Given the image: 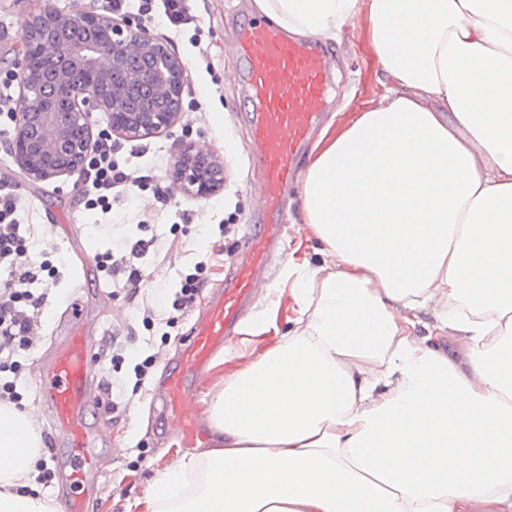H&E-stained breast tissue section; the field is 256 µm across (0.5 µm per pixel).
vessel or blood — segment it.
Listing matches in <instances>:
<instances>
[{
  "label": "vessel or blood",
  "instance_id": "1",
  "mask_svg": "<svg viewBox=\"0 0 512 512\" xmlns=\"http://www.w3.org/2000/svg\"><path fill=\"white\" fill-rule=\"evenodd\" d=\"M233 45L244 64L239 79L249 111V147L259 171L262 207L241 257L229 265L223 286L211 290L187 331L175 370L155 390L165 420L176 422L181 440L190 444L205 440L208 433L189 408L187 391L233 343L240 320L255 300V284L268 272L280 246L297 161L324 115L332 84L329 52L317 39H293L251 18L234 29ZM96 343L82 303L74 302L37 368L50 443L70 451L59 472V496L66 512H85L84 495L93 492L101 472L99 445L105 428L92 419L90 401L91 389L99 384Z\"/></svg>",
  "mask_w": 512,
  "mask_h": 512
}]
</instances>
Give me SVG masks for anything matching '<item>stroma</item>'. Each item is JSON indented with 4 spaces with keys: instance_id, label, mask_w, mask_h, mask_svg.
I'll list each match as a JSON object with an SVG mask.
<instances>
[{
    "instance_id": "obj_1",
    "label": "stroma",
    "mask_w": 512,
    "mask_h": 512,
    "mask_svg": "<svg viewBox=\"0 0 512 512\" xmlns=\"http://www.w3.org/2000/svg\"><path fill=\"white\" fill-rule=\"evenodd\" d=\"M44 0H0V92L18 97L13 73L21 55V36L29 15ZM193 16L190 24L172 31L164 20L150 34L166 42L184 61L187 77L181 115L165 132L122 140L118 163L143 177L141 186L114 197L109 212L91 207L89 173L76 170L56 180L31 183L0 146V180L11 184L22 206L18 219L30 229L31 253L48 262L54 274L44 276L39 292L45 303L33 324L32 346L19 356L16 376L26 412L38 398L35 367L50 345L62 313L74 300L87 306L100 325V337L113 331L131 336L121 368L109 359L97 361L100 380L119 378L122 386L103 396L98 408L109 428V450L103 475L86 512H145L142 500L150 482L173 464L182 447L166 442V425L153 408V389L174 368L180 340L197 316L196 306L176 309L182 281L196 273L203 280L198 299L206 301L223 283L228 264L240 257L258 199L251 191L257 172L248 147L242 97L235 80L239 60L227 47L235 24L254 17V0H184ZM366 17L358 15L328 41L334 59L333 85L327 107L329 122L340 128L360 111L376 106L390 80L367 40ZM191 142L211 153L224 167V186L206 196L187 195L167 177L182 143ZM288 233L270 283L279 305L262 299L241 329L233 349L218 359L199 382L201 415H208L213 395L227 378L274 345L295 316L291 284L284 278L288 263H318L316 241L302 221V197L294 195L285 218ZM159 236L171 244L165 263L147 256L139 260L145 286L136 298L114 292L100 265L113 243ZM155 316L144 322L142 306ZM149 361L144 382L134 367Z\"/></svg>"
}]
</instances>
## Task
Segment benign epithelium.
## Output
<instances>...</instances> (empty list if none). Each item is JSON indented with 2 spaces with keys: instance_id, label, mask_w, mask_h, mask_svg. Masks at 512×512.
Instances as JSON below:
<instances>
[{
  "instance_id": "7a95c632",
  "label": "benign epithelium",
  "mask_w": 512,
  "mask_h": 512,
  "mask_svg": "<svg viewBox=\"0 0 512 512\" xmlns=\"http://www.w3.org/2000/svg\"><path fill=\"white\" fill-rule=\"evenodd\" d=\"M23 41L55 63L50 88L31 70L28 54L18 63L16 134L9 151L30 180H53L86 165L88 120L95 111L105 113L112 133L136 138L166 131L182 110L185 63L127 19L79 3L67 12L44 7L29 16ZM205 168L218 166L188 143L171 178L185 192L207 195L222 177L209 180Z\"/></svg>"
}]
</instances>
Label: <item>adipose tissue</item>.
<instances>
[{"instance_id": "1", "label": "adipose tissue", "mask_w": 512, "mask_h": 512, "mask_svg": "<svg viewBox=\"0 0 512 512\" xmlns=\"http://www.w3.org/2000/svg\"><path fill=\"white\" fill-rule=\"evenodd\" d=\"M255 4L325 39L365 14L393 85L316 144L323 263L288 266L291 329L225 381L213 447L149 512H512V0ZM38 448L0 409V512H54L24 491Z\"/></svg>"}]
</instances>
